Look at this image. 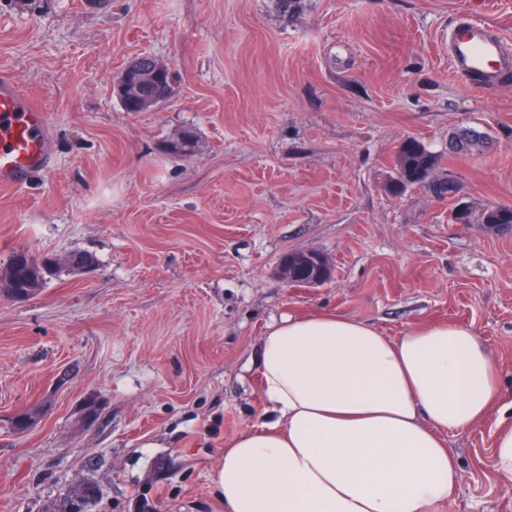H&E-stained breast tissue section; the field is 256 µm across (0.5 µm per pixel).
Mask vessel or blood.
Wrapping results in <instances>:
<instances>
[{
	"label": "vessel or blood",
	"mask_w": 512,
	"mask_h": 512,
	"mask_svg": "<svg viewBox=\"0 0 512 512\" xmlns=\"http://www.w3.org/2000/svg\"><path fill=\"white\" fill-rule=\"evenodd\" d=\"M448 62L459 77L483 86L512 74V42L489 23L466 14L448 32ZM53 139L49 117L0 72V188L20 187L50 170Z\"/></svg>",
	"instance_id": "vessel-or-blood-1"
}]
</instances>
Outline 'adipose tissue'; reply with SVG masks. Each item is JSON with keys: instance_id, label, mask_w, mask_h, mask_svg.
Wrapping results in <instances>:
<instances>
[{"instance_id": "obj_1", "label": "adipose tissue", "mask_w": 512, "mask_h": 512, "mask_svg": "<svg viewBox=\"0 0 512 512\" xmlns=\"http://www.w3.org/2000/svg\"><path fill=\"white\" fill-rule=\"evenodd\" d=\"M479 334L454 323L383 335L333 312L269 325L264 422L228 443L224 512H438L458 476L448 435L503 395Z\"/></svg>"}]
</instances>
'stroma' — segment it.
<instances>
[{
    "label": "stroma",
    "instance_id": "obj_1",
    "mask_svg": "<svg viewBox=\"0 0 512 512\" xmlns=\"http://www.w3.org/2000/svg\"><path fill=\"white\" fill-rule=\"evenodd\" d=\"M108 2L0 0V71L47 111L55 149L48 174L0 188V270L15 249L97 259L0 297V512H51L90 480L88 512H224L214 474L261 422V339L288 315L390 337L471 327L512 399V226L451 219L459 202L512 207V79L479 88L448 64L470 0ZM142 54L173 92L128 112L115 81ZM187 129L190 152L166 153ZM462 129L486 148L453 150ZM409 137L456 198L388 190ZM295 251L325 256L330 279L290 287ZM31 407L38 424L13 433ZM498 417L449 435L458 483L440 512H512ZM497 471L512 479V424L499 425L493 436Z\"/></svg>",
    "mask_w": 512,
    "mask_h": 512
}]
</instances>
